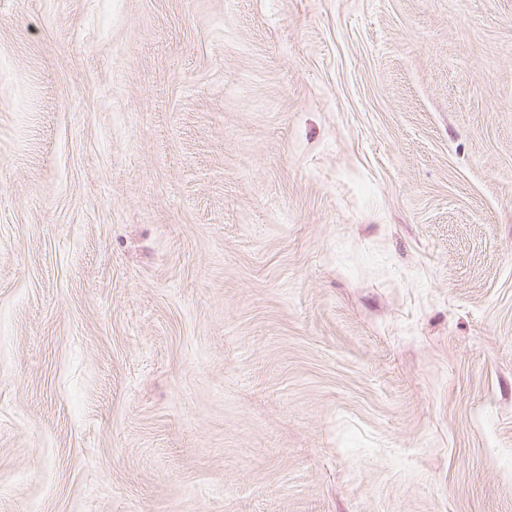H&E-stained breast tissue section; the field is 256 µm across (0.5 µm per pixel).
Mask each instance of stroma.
<instances>
[{"label": "stroma", "instance_id": "obj_1", "mask_svg": "<svg viewBox=\"0 0 512 512\" xmlns=\"http://www.w3.org/2000/svg\"><path fill=\"white\" fill-rule=\"evenodd\" d=\"M0 512H512V0H0Z\"/></svg>", "mask_w": 512, "mask_h": 512}]
</instances>
